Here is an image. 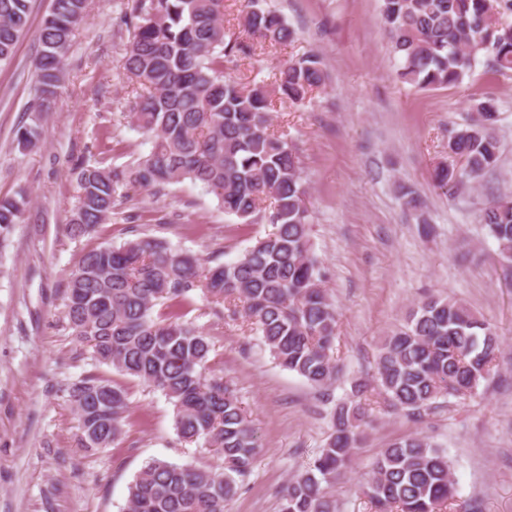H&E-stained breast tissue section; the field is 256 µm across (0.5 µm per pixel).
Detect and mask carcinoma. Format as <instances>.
I'll return each instance as SVG.
<instances>
[{"mask_svg":"<svg viewBox=\"0 0 512 512\" xmlns=\"http://www.w3.org/2000/svg\"><path fill=\"white\" fill-rule=\"evenodd\" d=\"M87 0H53L42 21L35 59L37 99L32 112H49L57 97L72 37ZM512 0H381L380 17L399 77L417 89L454 85L481 55L496 72L512 71ZM30 0H0V64L11 62L26 33ZM126 21L133 37L125 70L135 86L132 123L150 137L136 166L115 171L85 166L77 175L78 201L66 224L81 238L95 231L128 192L186 180L213 194L242 224L264 213L275 231L255 240L236 260L207 269L200 259L152 237L86 252L71 272L66 317L92 357L161 390L175 407L178 437L202 439L221 459V472L162 459L147 462L129 486L128 512H224L259 453L243 409L220 376L207 377V338L183 320L181 307L202 290L215 304L239 314L260 333L275 362L325 389L335 380L332 350L337 311L322 286L323 273L309 240L310 213L298 156L272 129V95L297 105L325 85L320 57L286 63L274 87L241 85L224 75L252 47L226 39L224 0H131ZM240 23L251 35L289 44L294 31L266 0H247ZM498 114L489 102L448 133V153L463 161L437 168L441 187L478 184L501 159ZM32 126L15 132L26 149ZM402 205L421 201L398 186ZM30 200L0 198V238L24 216ZM480 222L497 244V260L512 270V194L494 197ZM172 308L163 320L156 305ZM500 334L460 299L429 296L404 324L385 337L378 355V386L389 406L419 415L443 397L477 394L495 367ZM369 383L354 384L353 399L335 406L333 431L319 455L282 491L279 512H334L328 487L350 467L366 438ZM80 422L79 445L107 448L123 433L129 400L125 388L85 376L68 388ZM453 463L441 448L414 436L399 439L374 461L360 493L374 512H470L457 499Z\"/></svg>","mask_w":512,"mask_h":512,"instance_id":"carcinoma-1","label":"carcinoma"}]
</instances>
